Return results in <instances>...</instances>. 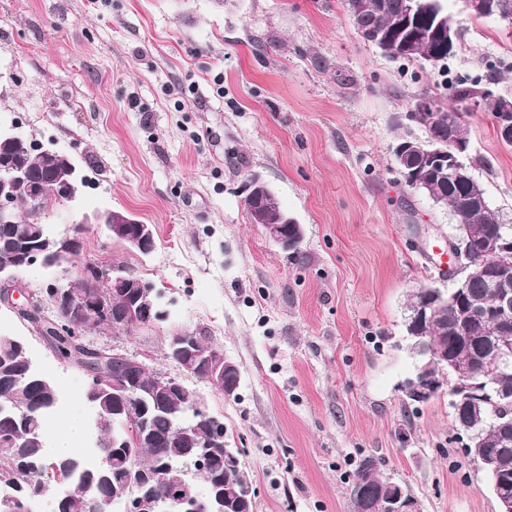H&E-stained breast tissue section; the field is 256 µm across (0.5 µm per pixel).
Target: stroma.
Here are the masks:
<instances>
[{
	"mask_svg": "<svg viewBox=\"0 0 512 512\" xmlns=\"http://www.w3.org/2000/svg\"><path fill=\"white\" fill-rule=\"evenodd\" d=\"M446 4L461 38L435 68L366 43L341 0H0V124L53 144L86 180L44 211L53 234L81 238L57 280H78L86 264L120 267L165 304L161 321L85 341L172 376L171 336L223 348L241 371L236 393L187 384L243 449L256 512H351L347 486L367 456L421 512H497L451 395L403 393L419 366L407 300L449 288L430 254L455 228L405 186L393 149L426 135L410 117L421 92L446 103L466 77L512 98V28ZM456 108L469 171L512 225V146L474 102ZM251 173L302 224L297 253L250 223ZM113 209L153 225L154 253L95 224ZM0 334L24 341L94 430L84 373L3 306Z\"/></svg>",
	"mask_w": 512,
	"mask_h": 512,
	"instance_id": "obj_1",
	"label": "stroma"
}]
</instances>
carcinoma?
<instances>
[{"instance_id": "carcinoma-1", "label": "carcinoma", "mask_w": 512, "mask_h": 512, "mask_svg": "<svg viewBox=\"0 0 512 512\" xmlns=\"http://www.w3.org/2000/svg\"><path fill=\"white\" fill-rule=\"evenodd\" d=\"M386 8L378 13L372 10L373 0H342L346 12L354 7H365L361 19L362 27L374 33H390L405 14L406 0H384ZM438 42L420 38L404 48L390 45L385 54L393 60H422L439 51ZM452 96L457 101L474 100L481 96L482 89L476 84L458 79L451 85ZM435 116L438 124L448 126V118L456 123V136L468 141L462 113L455 109L437 106ZM8 155L27 164L35 181L43 183L41 204L54 196L57 181L69 177L68 162L55 154L37 155L27 144L21 142L0 143V155ZM433 183V193L443 202L448 211L463 210L464 223L459 225L465 231L479 227L488 233H501L512 236V225L503 224L497 211L487 200L468 201L464 198L463 181L454 177L437 179L429 177ZM262 206L268 223L281 222L284 211L280 208L275 194L271 193L262 200ZM29 228L46 230L44 224H34L30 214H18L17 223L0 224V264L8 260L6 247L19 239L20 232ZM497 291L484 279H474L466 288L465 301L468 304L480 303L491 308L496 302ZM25 320L37 325L41 337L54 347L62 345L65 339L51 325L52 317L41 314L25 317ZM478 326L462 328L455 333H444L430 325L421 328L429 344L442 346L448 353L464 359H481L487 355V337L496 336L502 342L512 345V331L504 334L490 329L485 334H477ZM30 357L27 348L15 344V339L0 336V458L6 464L0 467V483H9L16 488L17 497L29 506L42 491L44 484L32 481L34 477H62L78 484L84 482L93 485L90 492L72 491L69 497L61 498L56 504L57 512H100V505L112 496L128 490L135 482L146 485L154 495L166 496L168 487L181 479V468L185 456L197 449L195 442L205 439L208 428L199 424L195 431L183 435L178 431V418L181 416L182 399L178 396L160 401V408L152 411L150 424L151 436L140 433L138 423L127 411L117 412L115 408L125 405L124 395L112 391V375L117 371L116 364L106 366L105 384L94 390L88 386L85 398L96 397L97 430L101 433L98 445L100 460L106 469L99 472L98 467H85L72 455L55 456L48 459L45 454V428L47 421L54 416L57 404L51 403L61 396L57 382H51L46 390L28 377ZM454 422L466 420L473 430L480 432L481 451L486 457H498L504 453L503 436L489 425L490 419L501 416L512 419V398L500 399L490 394L488 403L478 410L468 405H452ZM120 429L126 435H138V440L130 441L128 448L112 447V430ZM380 461L366 457L359 464L349 484V495L359 493L358 485L364 484L368 494L384 499L391 493L388 480L383 476ZM250 476L244 465L236 468L224 464V452L221 448L212 449L206 466L197 471L195 479L189 483L190 491L200 497L212 500L215 512H224V487L236 483H249Z\"/></svg>"}]
</instances>
